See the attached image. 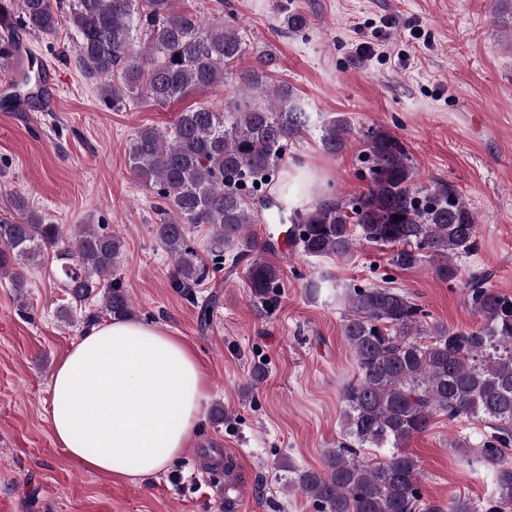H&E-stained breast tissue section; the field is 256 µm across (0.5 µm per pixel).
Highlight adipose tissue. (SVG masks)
I'll list each match as a JSON object with an SVG mask.
<instances>
[{"label": "adipose tissue", "mask_w": 512, "mask_h": 512, "mask_svg": "<svg viewBox=\"0 0 512 512\" xmlns=\"http://www.w3.org/2000/svg\"><path fill=\"white\" fill-rule=\"evenodd\" d=\"M56 442L85 468L122 479L158 474L199 420L203 379L190 349L130 319L91 328L51 377Z\"/></svg>", "instance_id": "1"}]
</instances>
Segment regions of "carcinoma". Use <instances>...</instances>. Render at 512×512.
<instances>
[{"label": "carcinoma", "mask_w": 512, "mask_h": 512, "mask_svg": "<svg viewBox=\"0 0 512 512\" xmlns=\"http://www.w3.org/2000/svg\"><path fill=\"white\" fill-rule=\"evenodd\" d=\"M178 0H12V29L51 33L60 14L72 24L75 64L114 110L133 102L168 105L192 92L238 83L217 112L204 105L178 114L166 130L141 127L131 138L128 164L140 182L163 200L155 237L174 259L172 287L186 294L224 264V253L245 262L255 298L274 300L281 288L278 267L249 237L255 204L276 209L289 223L291 249L309 257L350 256L364 241L393 251L388 264L413 269L425 262L437 277L455 282L457 260L477 248V216L459 189L445 180L418 183L413 156L382 126L358 131L363 144L365 191L349 200L329 199L305 209L263 196L285 159L288 144L310 127L306 112L286 82L271 84L273 59L260 56L244 76L234 71L245 41L233 20L204 21L183 11ZM19 42L0 38V67ZM329 155L350 137L339 115L320 126ZM0 217V274L45 252L62 261L65 285L78 300L102 294L105 311L128 319L131 303L112 268L120 255L118 236L77 227L65 233L32 209L19 194L7 197ZM212 229L210 260L191 246L187 225ZM467 302L479 318L467 329L425 326L427 311L409 293L374 285L345 289L343 337L358 374L342 388L345 440L327 452L326 470L288 468L289 482L313 500L319 512H506L512 507V466L504 449L512 444V298L470 279ZM489 420L474 461L495 481L494 495L475 504L456 498L448 506L426 501L419 488L417 459L403 445L424 432L430 419ZM387 448L383 459L360 458L364 448Z\"/></svg>", "instance_id": "carcinoma-1"}]
</instances>
